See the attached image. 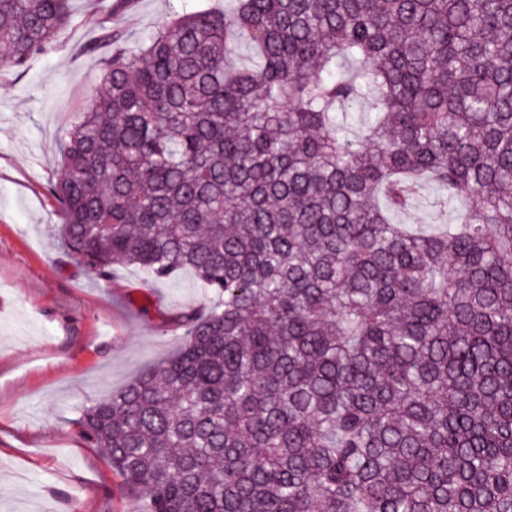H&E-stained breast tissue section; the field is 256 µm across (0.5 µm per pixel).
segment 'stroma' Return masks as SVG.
<instances>
[{
    "label": "stroma",
    "instance_id": "stroma-1",
    "mask_svg": "<svg viewBox=\"0 0 512 512\" xmlns=\"http://www.w3.org/2000/svg\"><path fill=\"white\" fill-rule=\"evenodd\" d=\"M225 0H136L117 21L128 40ZM107 0H75L58 48L0 75V512H150L76 421L84 405L173 354L177 316L203 309L191 273L166 282L138 270L99 281L58 243L48 185L58 139L96 83L85 53Z\"/></svg>",
    "mask_w": 512,
    "mask_h": 512
}]
</instances>
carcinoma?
I'll use <instances>...</instances> for the list:
<instances>
[{"label": "carcinoma", "mask_w": 512, "mask_h": 512, "mask_svg": "<svg viewBox=\"0 0 512 512\" xmlns=\"http://www.w3.org/2000/svg\"><path fill=\"white\" fill-rule=\"evenodd\" d=\"M71 2L0 0V74L57 50ZM86 52L58 238L101 281L190 270L208 298L76 420L128 489L512 512V0H227ZM429 184L436 223H398Z\"/></svg>", "instance_id": "obj_1"}]
</instances>
